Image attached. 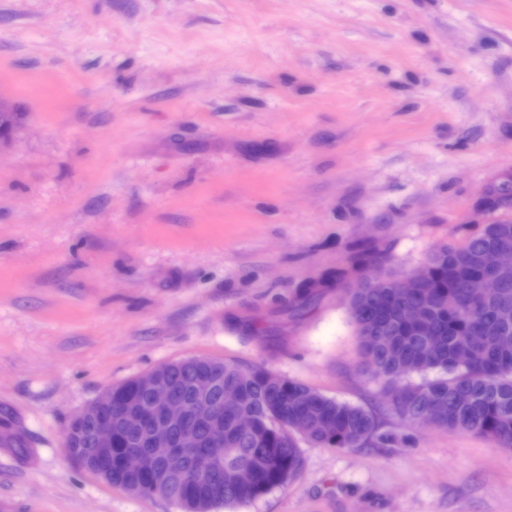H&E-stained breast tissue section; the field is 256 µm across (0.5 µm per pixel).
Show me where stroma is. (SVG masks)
Segmentation results:
<instances>
[{
	"instance_id": "35a3bbf8",
	"label": "stroma",
	"mask_w": 512,
	"mask_h": 512,
	"mask_svg": "<svg viewBox=\"0 0 512 512\" xmlns=\"http://www.w3.org/2000/svg\"><path fill=\"white\" fill-rule=\"evenodd\" d=\"M0 512H181L83 469L72 416L155 366L261 365L378 412L388 447L299 440L287 486L216 512H512V448L401 420L347 284L463 243L512 168V0H0ZM344 274L336 270V276L328 278L326 281L319 282L321 285H309L303 288L301 291L295 293L288 300H284L279 305V311L285 315H288L292 319L301 318L307 308L315 302L321 294L322 288L327 286V283L332 279H336V283L341 281Z\"/></svg>"
}]
</instances>
